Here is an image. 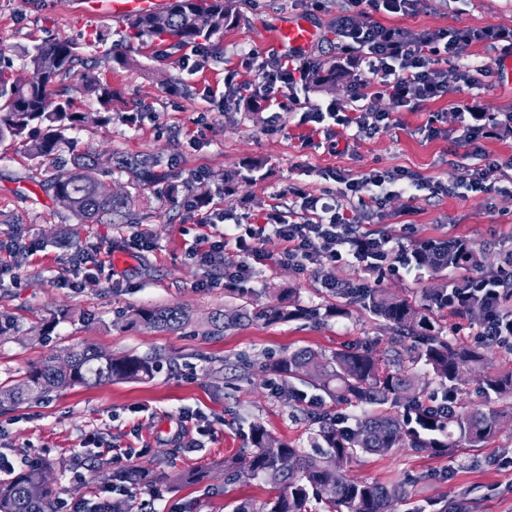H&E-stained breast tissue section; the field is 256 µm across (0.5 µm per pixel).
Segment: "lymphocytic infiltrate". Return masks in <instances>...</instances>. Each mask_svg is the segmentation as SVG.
<instances>
[{
  "instance_id": "1",
  "label": "lymphocytic infiltrate",
  "mask_w": 512,
  "mask_h": 512,
  "mask_svg": "<svg viewBox=\"0 0 512 512\" xmlns=\"http://www.w3.org/2000/svg\"><path fill=\"white\" fill-rule=\"evenodd\" d=\"M418 0H344L336 17V63L356 70L349 86L352 103L350 115H340L335 104L321 106L301 101L298 89L307 88L309 74L314 64L309 55L295 51L272 55L258 66L259 82L254 90L257 99L277 104L284 112L303 111L306 120L322 123L325 118L340 119L341 123L356 126L358 133L371 136L384 129L389 115L379 110L376 102L389 97L396 106L420 108L444 98L450 92L474 88L486 78L497 77V67L512 57V29L462 28L448 30L438 28L413 36L407 31L366 22L369 14H410L416 11ZM485 44L493 51V63L489 66L469 68L462 61L472 44ZM287 93L285 101H278V93ZM455 115L461 116L460 141L481 152V143L496 133V125L490 113L482 108L454 107ZM498 164L491 163L467 169L452 185L433 183L421 174L408 170H370L353 178L337 175L340 191L329 201L293 187L292 193L301 201L305 212L314 213V220L294 222L283 216H273L263 224H232L223 232L198 238L192 248L208 266L222 262L227 247H234L245 260L234 270L225 272L222 287L232 288L250 279L256 263L265 254L263 242L277 238L283 249L280 262L295 265L307 271L316 263H336L352 258L358 267L367 271L377 270L381 264H389L392 270L407 269L412 259L404 248H392L388 239L367 233H357L359 222L349 200H369L376 208H383L391 197L411 191L428 190L431 196H443L463 189L469 192H489V177L498 171ZM506 291L489 287L485 279L471 278L460 288L457 302L466 305L473 299H481L488 312L477 333L479 342H493L512 348V313L502 309Z\"/></svg>"
}]
</instances>
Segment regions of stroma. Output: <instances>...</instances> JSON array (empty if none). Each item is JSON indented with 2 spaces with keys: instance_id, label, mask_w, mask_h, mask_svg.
<instances>
[{
  "instance_id": "35a3bbf8",
  "label": "stroma",
  "mask_w": 512,
  "mask_h": 512,
  "mask_svg": "<svg viewBox=\"0 0 512 512\" xmlns=\"http://www.w3.org/2000/svg\"><path fill=\"white\" fill-rule=\"evenodd\" d=\"M340 0H327L310 11L305 0H238L239 18L231 27L205 40L207 57L195 70L182 69L184 48L150 37L130 38L122 19L91 16L79 0H0V76L30 78L26 53L46 39H69L80 46L84 65L113 95L112 118L103 121L99 107L75 91L74 78L58 89L73 100L84 123L66 134L71 148L99 159L100 181L116 193L132 197L130 218L123 224H82L46 193L45 177L35 160L13 139L0 141V240L33 244L34 253L0 250V314L12 316L23 331L36 332L60 310L70 319L57 323L48 339L0 344V381L23 377L43 357L93 345L116 355H164L162 369L139 382L74 386L49 398L0 413V452L15 463L33 455L54 465V483L69 502L96 503L103 485L94 470V448L84 446L87 432L109 445L141 450V462L160 470L204 472L203 482L157 494L136 488V501L147 512H233L237 501L263 503L272 491L262 478L246 476L224 482L222 463L228 456L251 451L250 428L260 424L275 438L309 452L314 425L296 401L274 390L266 371L269 356L310 347L331 354L349 347L376 352L388 348L391 333L360 305L327 288L331 282L363 280L397 296L423 300L426 292L449 282L448 270L382 269L364 272L341 261L323 263L306 273L276 263L282 245L268 239L267 261L254 278L236 290L208 288L209 278L223 277L242 259L235 249L224 252L219 268L202 266L189 248L209 234L201 212L188 209L186 197H202L225 223L261 222L267 216L293 214L303 221L301 202L292 186L317 195L336 188L337 172L361 175L370 169L405 168L426 179L453 184L476 165L458 139V122L450 105L512 111V87L500 80L455 91L421 110L381 99L391 125L372 137L355 127L304 121L302 112H280L250 100L258 83L255 69L244 65L248 52L268 56L278 49L272 33L282 21L303 16L318 38L307 53L333 66L336 60V13ZM379 22L412 33L432 27H511L512 0H421L411 15L382 14ZM127 55L121 65L117 56ZM233 77L244 98L224 104V79ZM437 119L443 133L428 137L424 127ZM486 160L504 169L495 192H463L440 198L419 191L409 200L393 197L383 209H361L363 230L386 234L408 247L425 240L467 238L485 250L484 274L512 257V134L483 142ZM163 154L170 169L193 173L189 189L171 195L168 181L135 184L112 158ZM259 162L249 172L251 162ZM146 235L149 244L132 249L129 237ZM94 248L101 267L77 263L78 254ZM290 298L314 309L318 318L298 317L274 323H246L214 330L211 318L222 310L262 307ZM179 305L191 315L182 329L158 331L125 325L122 316L138 307ZM341 315H328L332 306ZM486 365L465 372L460 386L467 402L482 403L484 375L512 368V350L491 347ZM199 412L213 424L199 435L195 449L178 447L171 435L180 410ZM347 477L406 491L392 512H512V432H504L483 448H460L434 455L408 448L383 455L360 454L344 470Z\"/></svg>"
}]
</instances>
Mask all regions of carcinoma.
Instances as JSON below:
<instances>
[{"label":"carcinoma","instance_id":"carcinoma-1","mask_svg":"<svg viewBox=\"0 0 512 512\" xmlns=\"http://www.w3.org/2000/svg\"><path fill=\"white\" fill-rule=\"evenodd\" d=\"M238 19L236 0H169L168 6L151 14L124 19L133 38L143 36L170 40L175 45L195 44L222 31ZM33 68L50 69V82L44 86L8 81L0 77V140L10 137L27 147L29 155L44 164L63 143L64 131L84 121L71 109L70 100L53 89L61 77L72 74L81 61L77 44L66 39L45 41L27 53ZM82 89L96 96L105 112L112 107V90L95 78L81 76ZM115 163L136 181L157 176L164 158L160 154L117 156ZM70 168L52 174L45 185L53 194L73 198L71 212L82 222L124 223L130 209L128 195L104 200L97 196L99 182L95 160L86 153H71ZM419 267L429 269H482L485 257L467 239L447 245H424L414 252ZM458 285L433 289L428 303L416 304L382 288H341L339 294L361 303V307L398 332V348L381 354L355 349L338 350L327 357L312 348H300L272 358L267 369L288 387V395L303 400L304 391L296 384L323 391L337 404L368 405L371 410L354 422L328 413L307 416L317 424L315 447L309 454L278 440L261 425L251 428L250 467L276 490L261 505L243 500L233 512H307L314 494L325 502L328 512H388L390 503L403 495L400 486L388 487L351 479L343 468L359 454L387 453L394 448L451 454L458 448H483L505 431L512 430V369L496 372L482 380L485 404L468 407L458 401V381L463 369L485 361L480 348L452 344L435 333V314L443 309L465 316L487 314L480 299L462 309L449 307V298ZM306 313L298 307L281 305L242 307L213 316V326L225 329L245 322L286 321ZM130 324L145 329H179L189 321L179 306L138 308L127 315ZM18 324L0 317V343L18 339ZM424 361L434 378L453 402L448 417L437 414L438 403L427 395V384L412 371L417 360ZM161 367L157 354L114 355L93 346L67 352V364L51 354L26 371L12 384L0 383V408L38 399L55 390L76 385H101L149 379ZM98 469L109 480L131 486L174 488L200 480L198 472L166 473L149 464L133 463L114 473L108 461ZM51 466L31 463L25 469L0 478V512H53L58 489L46 482Z\"/></svg>","mask_w":512,"mask_h":512}]
</instances>
